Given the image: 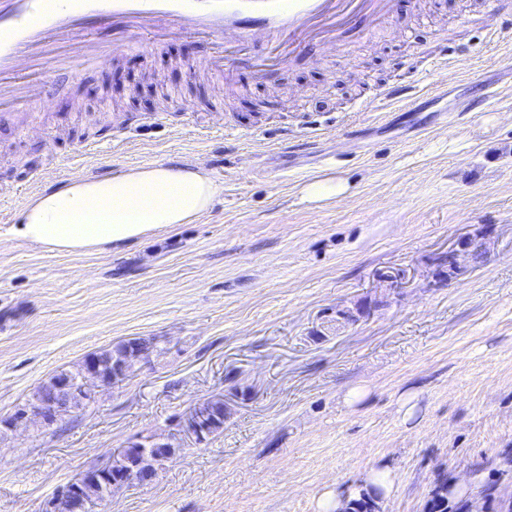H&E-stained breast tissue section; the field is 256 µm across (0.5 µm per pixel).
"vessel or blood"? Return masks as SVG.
Returning a JSON list of instances; mask_svg holds the SVG:
<instances>
[{
    "label": "vessel or blood",
    "instance_id": "b4317fda",
    "mask_svg": "<svg viewBox=\"0 0 512 512\" xmlns=\"http://www.w3.org/2000/svg\"><path fill=\"white\" fill-rule=\"evenodd\" d=\"M390 0H0V105L29 113L44 106L38 71L78 69L112 61L116 52L162 42L174 33L203 38L210 68L233 66L241 47L232 33L284 36L274 49L286 63L291 51L312 42L332 43L341 23L366 10L384 18ZM109 23L113 41L92 28ZM414 84L388 87L365 111L380 112L393 102L409 103Z\"/></svg>",
    "mask_w": 512,
    "mask_h": 512
}]
</instances>
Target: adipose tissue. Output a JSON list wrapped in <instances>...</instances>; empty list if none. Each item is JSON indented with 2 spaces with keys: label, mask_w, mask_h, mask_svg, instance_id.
<instances>
[{
  "label": "adipose tissue",
  "mask_w": 512,
  "mask_h": 512,
  "mask_svg": "<svg viewBox=\"0 0 512 512\" xmlns=\"http://www.w3.org/2000/svg\"><path fill=\"white\" fill-rule=\"evenodd\" d=\"M219 191L202 166L182 162L136 165L104 177L77 175L31 198L11 232L57 254L99 253L197 222ZM392 483V469L371 470L347 491L325 490L316 512H343L364 492L387 499Z\"/></svg>",
  "instance_id": "obj_1"
}]
</instances>
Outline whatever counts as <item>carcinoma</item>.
Segmentation results:
<instances>
[{
  "label": "carcinoma",
  "instance_id": "1",
  "mask_svg": "<svg viewBox=\"0 0 512 512\" xmlns=\"http://www.w3.org/2000/svg\"><path fill=\"white\" fill-rule=\"evenodd\" d=\"M154 343L150 339L134 338L119 342L109 348L90 353L98 361L104 373H115L122 367L129 366L136 358L147 356L153 351ZM60 375L52 376L40 385L33 394L31 405L35 406L47 399H59L58 381ZM224 429V403L216 401L201 421L202 438L219 433ZM175 449L167 443L152 442L148 445L134 443L133 450L121 453L112 460V466L95 481L84 482L79 486L80 498L83 500L106 501L112 492L124 486V476L129 472L141 474L142 479H151L156 472L157 457L171 456Z\"/></svg>",
  "mask_w": 512,
  "mask_h": 512
}]
</instances>
